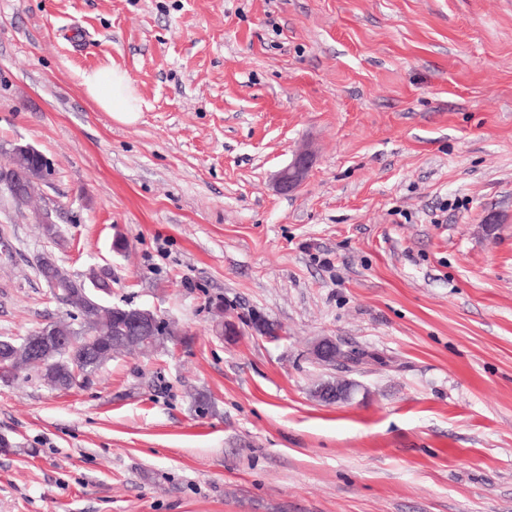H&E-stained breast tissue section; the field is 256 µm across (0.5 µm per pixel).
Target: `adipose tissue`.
<instances>
[{
	"label": "adipose tissue",
	"mask_w": 512,
	"mask_h": 512,
	"mask_svg": "<svg viewBox=\"0 0 512 512\" xmlns=\"http://www.w3.org/2000/svg\"><path fill=\"white\" fill-rule=\"evenodd\" d=\"M88 95L116 118L131 122L142 110V99L127 73L117 67L100 68L83 77Z\"/></svg>",
	"instance_id": "adipose-tissue-1"
}]
</instances>
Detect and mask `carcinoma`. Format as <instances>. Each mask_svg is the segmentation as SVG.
<instances>
[{"label":"carcinoma","mask_w":512,"mask_h":512,"mask_svg":"<svg viewBox=\"0 0 512 512\" xmlns=\"http://www.w3.org/2000/svg\"><path fill=\"white\" fill-rule=\"evenodd\" d=\"M7 162L36 171L50 168L41 154L26 156L10 154ZM68 285L58 290L57 298L70 308L69 320L46 324L61 334L68 335V342L55 351L57 362L54 371L40 368L37 361L23 350L24 337L0 336V381L13 380L22 369L35 372L40 379L54 389H66L74 385L72 372L79 371L78 378L87 379L115 353L129 350L120 337L114 334L112 310L103 307L101 297L112 290V281L99 278L93 269L78 279L69 271L55 265Z\"/></svg>","instance_id":"cac0c4a2"}]
</instances>
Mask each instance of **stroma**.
<instances>
[{"label": "stroma", "mask_w": 512, "mask_h": 512, "mask_svg": "<svg viewBox=\"0 0 512 512\" xmlns=\"http://www.w3.org/2000/svg\"><path fill=\"white\" fill-rule=\"evenodd\" d=\"M112 65L133 123L82 85ZM16 145L59 238L0 195V336L66 317L48 253L186 337L0 381V512H512V0H0ZM310 166V158L306 153L295 155L292 161L277 175L276 187L280 192L290 193L301 188ZM310 353L318 363L326 366H336V362L347 363L346 358L350 356V350H343L334 339L329 337L316 341ZM354 384L347 380L338 379L325 382L314 390V397L327 405H334L350 400Z\"/></svg>", "instance_id": "1"}]
</instances>
